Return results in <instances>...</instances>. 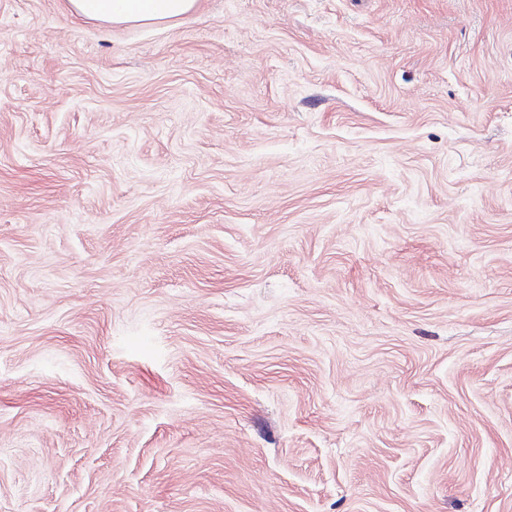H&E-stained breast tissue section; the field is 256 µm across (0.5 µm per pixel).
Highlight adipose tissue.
<instances>
[{"instance_id":"obj_1","label":"adipose tissue","mask_w":512,"mask_h":512,"mask_svg":"<svg viewBox=\"0 0 512 512\" xmlns=\"http://www.w3.org/2000/svg\"><path fill=\"white\" fill-rule=\"evenodd\" d=\"M71 13L101 24H152L173 21L193 11L197 0H68Z\"/></svg>"}]
</instances>
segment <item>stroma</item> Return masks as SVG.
Here are the masks:
<instances>
[{"mask_svg":"<svg viewBox=\"0 0 512 512\" xmlns=\"http://www.w3.org/2000/svg\"><path fill=\"white\" fill-rule=\"evenodd\" d=\"M0 512H512V0H0ZM198 0H68L71 13L101 24H152L189 14Z\"/></svg>","mask_w":512,"mask_h":512,"instance_id":"stroma-1","label":"stroma"}]
</instances>
